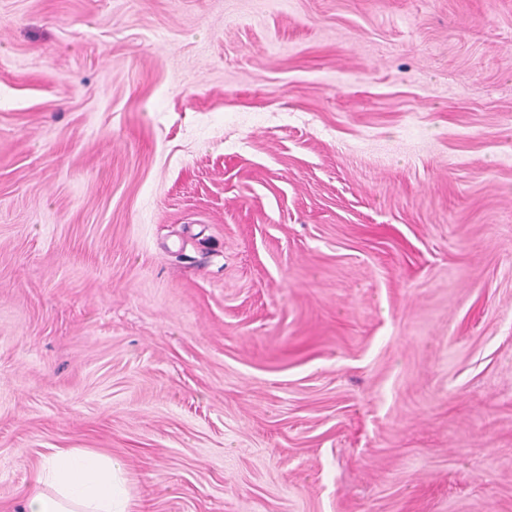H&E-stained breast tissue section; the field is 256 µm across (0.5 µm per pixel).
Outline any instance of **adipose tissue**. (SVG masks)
Returning <instances> with one entry per match:
<instances>
[{"label": "adipose tissue", "instance_id": "obj_1", "mask_svg": "<svg viewBox=\"0 0 512 512\" xmlns=\"http://www.w3.org/2000/svg\"><path fill=\"white\" fill-rule=\"evenodd\" d=\"M124 463L86 448H60L37 468L24 512H137Z\"/></svg>", "mask_w": 512, "mask_h": 512}]
</instances>
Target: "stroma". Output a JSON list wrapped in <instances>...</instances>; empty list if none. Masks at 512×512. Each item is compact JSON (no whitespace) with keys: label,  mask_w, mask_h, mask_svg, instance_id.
I'll return each mask as SVG.
<instances>
[{"label":"stroma","mask_w":512,"mask_h":512,"mask_svg":"<svg viewBox=\"0 0 512 512\" xmlns=\"http://www.w3.org/2000/svg\"><path fill=\"white\" fill-rule=\"evenodd\" d=\"M512 512V0H0V512ZM124 463L86 448H60L37 468L23 512H136Z\"/></svg>","instance_id":"stroma-1"}]
</instances>
